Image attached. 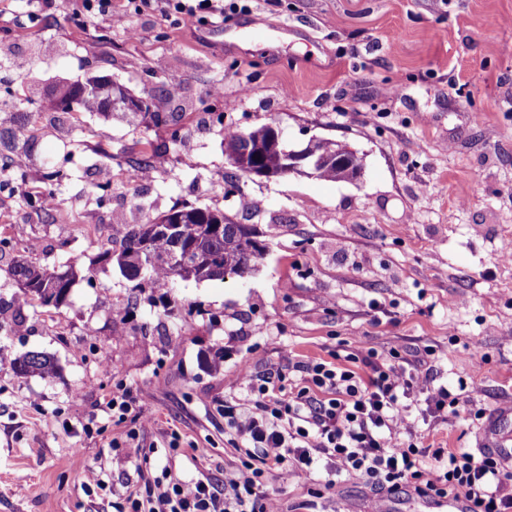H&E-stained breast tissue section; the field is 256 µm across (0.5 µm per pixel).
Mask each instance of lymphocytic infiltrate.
Segmentation results:
<instances>
[{
  "instance_id": "obj_1",
  "label": "lymphocytic infiltrate",
  "mask_w": 512,
  "mask_h": 512,
  "mask_svg": "<svg viewBox=\"0 0 512 512\" xmlns=\"http://www.w3.org/2000/svg\"><path fill=\"white\" fill-rule=\"evenodd\" d=\"M80 11L110 17L119 27L130 13L154 12L194 28L223 16L224 0H128L123 12L113 11L112 0H80ZM348 359L346 367L299 365L300 381L291 389L283 371L260 378L241 367L253 406L242 413L227 408L224 418L246 442V460L221 480L162 474L128 491L119 512H280L270 475L310 479L323 463L330 489L348 472L379 496L410 489L421 498H464L470 512H512V466L497 454L419 446L409 421L411 397L422 398L437 421L459 403L425 360L395 350L382 360L361 347Z\"/></svg>"
}]
</instances>
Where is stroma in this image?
<instances>
[{
    "mask_svg": "<svg viewBox=\"0 0 512 512\" xmlns=\"http://www.w3.org/2000/svg\"><path fill=\"white\" fill-rule=\"evenodd\" d=\"M196 28L145 12L128 29L46 0H0V232L4 259L75 267L59 308L19 304L0 271V512H115L161 472L217 479L244 442L224 407L250 408L241 366L345 364L357 342L427 355L438 382L478 380L443 423L410 421L424 444L476 451L512 407V0H246ZM26 38H18L19 27ZM23 58L27 72L9 69ZM178 76L170 96L166 81ZM105 78L147 98L161 124L43 110L62 84ZM278 125L290 146L353 148L355 181L236 172L224 129ZM164 165L123 172L148 148ZM234 193H227V186ZM52 189L57 205L28 198ZM188 204L221 210L268 244L245 276L134 287L101 254L115 217L138 224ZM134 307L127 321L116 310ZM47 377H16L29 351ZM129 390L151 425L139 439L107 401ZM96 418L100 432L81 433ZM180 447H169L172 436ZM119 447H112V440ZM105 482L88 492V471ZM283 512H374L364 479L274 475ZM13 373L16 377H27L34 374H51L56 370L54 359L40 351H29L17 357L13 362Z\"/></svg>",
    "mask_w": 512,
    "mask_h": 512,
    "instance_id": "obj_1",
    "label": "stroma"
}]
</instances>
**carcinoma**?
<instances>
[{"mask_svg": "<svg viewBox=\"0 0 512 512\" xmlns=\"http://www.w3.org/2000/svg\"><path fill=\"white\" fill-rule=\"evenodd\" d=\"M67 97L86 112L105 111V103L98 94L78 93L70 85L47 102V108H60ZM224 142L227 145L240 144L244 148L259 146L265 149L261 158L262 168L274 173L280 166L283 145H274L272 128L268 123L226 134ZM170 212L186 221L180 233L181 239L151 234L148 225L155 223L156 219L149 218L142 224L121 225L119 230L112 232V237L120 239L121 250L102 252V258L116 263L136 288L145 278L157 285L179 278L175 265L171 263L177 255L186 262L198 254L204 257L192 270V279L200 282L222 280L228 272L248 273L265 250L255 227L237 224L221 211L184 205L173 207ZM7 275L20 286L25 303L37 301L42 306L57 308L69 296L74 273L71 268L66 271L50 270L15 259L8 265ZM12 370L17 377L45 375L55 372L56 363L44 352L29 351L14 360Z\"/></svg>", "mask_w": 512, "mask_h": 512, "instance_id": "cac0c4a2", "label": "carcinoma"}]
</instances>
